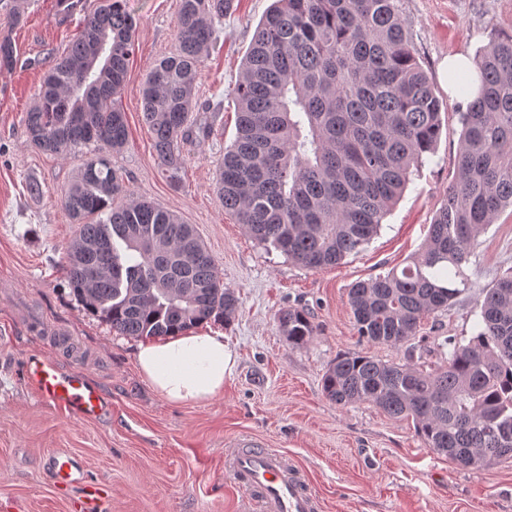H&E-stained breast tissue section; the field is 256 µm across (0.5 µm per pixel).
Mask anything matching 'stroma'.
<instances>
[{
  "label": "stroma",
  "mask_w": 512,
  "mask_h": 512,
  "mask_svg": "<svg viewBox=\"0 0 512 512\" xmlns=\"http://www.w3.org/2000/svg\"><path fill=\"white\" fill-rule=\"evenodd\" d=\"M273 0H237L205 59L196 112L210 133L186 143L178 179L158 163L143 116L141 87L149 67L176 52L178 0H127L137 22L135 49L118 99L128 142L112 156L131 197L191 224L225 288L238 299L222 324L234 365L222 395L173 404L141 376L138 338L122 336L84 311L68 285L64 248L77 226L55 192L79 172L83 149L54 155L33 145L24 116L44 74L79 32L95 0L64 12L60 0H20L23 17L0 15V41L14 47L0 67V512H77L80 487L61 492L48 477L57 453L73 456L89 477L112 490L107 512H238L224 471V451L257 436L301 465L324 512H512V460L465 468L427 448L413 422L369 402L339 406L322 390L336 356L356 352L386 362L401 349L358 336L350 287L402 265L423 244L451 185L461 135L463 97L443 76L448 57L474 58L490 41L512 36V0H403V18L422 68L442 103V131L377 236L341 264L310 270L258 244L225 212L213 185L217 162L236 135L233 89L256 28ZM37 180L42 195L26 184ZM512 268V208L478 237L464 271L471 290L425 322L434 336L468 342L476 334L482 291ZM285 308L307 312L316 328L289 345L276 321ZM32 353L83 369L111 401L98 420H77L42 403L22 376Z\"/></svg>",
  "instance_id": "35a3bbf8"
}]
</instances>
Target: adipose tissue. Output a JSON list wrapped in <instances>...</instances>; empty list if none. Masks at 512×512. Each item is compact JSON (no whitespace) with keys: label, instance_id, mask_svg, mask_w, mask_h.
Masks as SVG:
<instances>
[{"label":"adipose tissue","instance_id":"obj_1","mask_svg":"<svg viewBox=\"0 0 512 512\" xmlns=\"http://www.w3.org/2000/svg\"><path fill=\"white\" fill-rule=\"evenodd\" d=\"M135 358L144 379L173 403L205 402L222 394L232 365L223 331L212 328L139 343Z\"/></svg>","mask_w":512,"mask_h":512}]
</instances>
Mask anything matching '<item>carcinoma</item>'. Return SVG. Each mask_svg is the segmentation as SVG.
I'll return each instance as SVG.
<instances>
[{
	"instance_id": "obj_1",
	"label": "carcinoma",
	"mask_w": 512,
	"mask_h": 512,
	"mask_svg": "<svg viewBox=\"0 0 512 512\" xmlns=\"http://www.w3.org/2000/svg\"><path fill=\"white\" fill-rule=\"evenodd\" d=\"M403 0H275L262 18L235 87L236 136L219 160L224 210L256 242L309 269H326L376 236L412 169L434 154L441 102L402 17ZM235 0H179L177 52L155 62L142 87L160 166L174 180L180 144L193 136L197 80ZM126 0H97L44 76L26 112L30 141L62 154L87 149L58 198L79 230L65 250L71 291L122 336L155 338L210 319L238 299L224 287L192 225L128 189L110 151L127 143L117 98L134 49ZM104 48L103 63L88 68ZM476 97L459 113L455 175L420 251L402 268L357 282L348 302L358 335L404 348L405 363L359 353L323 377L332 402H369L412 419L425 445L463 467L512 458V269L484 291L468 343L419 335L423 320L471 288L473 246L512 207V38L474 57ZM291 345L315 334L309 316L283 309ZM442 362L424 368L431 349Z\"/></svg>"
}]
</instances>
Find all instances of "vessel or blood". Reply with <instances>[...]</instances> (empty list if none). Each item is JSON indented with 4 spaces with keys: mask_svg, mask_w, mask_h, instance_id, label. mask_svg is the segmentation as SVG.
<instances>
[{
    "mask_svg": "<svg viewBox=\"0 0 512 512\" xmlns=\"http://www.w3.org/2000/svg\"><path fill=\"white\" fill-rule=\"evenodd\" d=\"M22 375L42 402L67 416L93 420L111 408L83 371L60 370L49 355L26 357ZM224 468L240 494L242 512H321V501L312 492L303 469L262 439L246 436L236 440L232 451L224 456ZM49 475L60 488L84 486L81 512H95L105 495L104 488L92 482L74 458L54 455Z\"/></svg>",
    "mask_w": 512,
    "mask_h": 512,
    "instance_id": "obj_1",
    "label": "vessel or blood"
}]
</instances>
